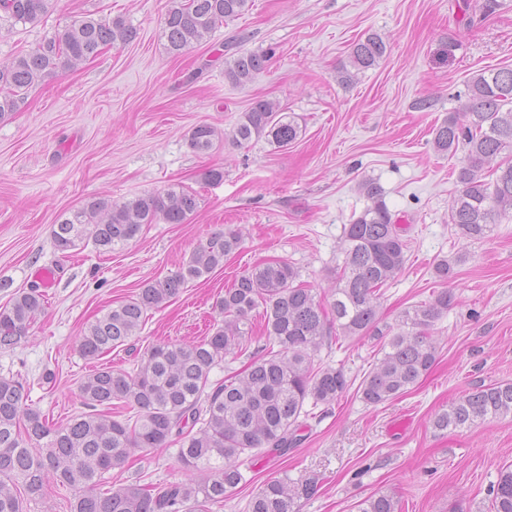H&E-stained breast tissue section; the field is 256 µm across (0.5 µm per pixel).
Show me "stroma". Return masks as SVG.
I'll list each match as a JSON object with an SVG mask.
<instances>
[{
	"mask_svg": "<svg viewBox=\"0 0 512 512\" xmlns=\"http://www.w3.org/2000/svg\"><path fill=\"white\" fill-rule=\"evenodd\" d=\"M168 6L48 0L36 24L0 17V66L88 15L123 18L138 32L44 77L0 119V306L36 286L35 270L54 273L27 342L0 349V375L27 379L32 403L50 422L66 423L83 410L78 386L93 368L76 348L86 325L145 281L176 271L227 227L240 230L239 249L150 311L136 347L200 340L223 319L215 303L225 288L266 261H287L303 282L330 292L343 264V227L366 208L359 185L372 179L399 217L404 266L382 289L377 332L330 340L320 358L361 381L381 333L446 287L457 303L432 331L437 362L384 405L367 406L351 389L331 408H316L300 445L284 457H254L250 482L217 512H245L258 487L282 475L316 484L300 512H357L358 501L380 490L394 493L402 512H488L489 489L512 464V417L448 434L434 431L430 418L462 392L512 382V215L484 239L456 238L448 213L465 153L435 152L432 130L459 107L473 75L512 67V0H251L177 57L161 39ZM369 32L387 44L383 61L351 85L338 83L351 44ZM240 51H267L271 60L234 86L224 61ZM422 98L431 99L429 110L416 109ZM260 99L295 116L302 134L294 144L233 143L241 113ZM202 124L218 138L197 153L187 138ZM216 167L223 179L205 181ZM173 185L200 198L187 223L146 225L105 254L90 245L68 257L55 251L51 231L63 212ZM441 259L454 267L445 283L433 272ZM135 476L169 483L189 473L171 445L113 472L112 482Z\"/></svg>",
	"mask_w": 512,
	"mask_h": 512,
	"instance_id": "1",
	"label": "stroma"
}]
</instances>
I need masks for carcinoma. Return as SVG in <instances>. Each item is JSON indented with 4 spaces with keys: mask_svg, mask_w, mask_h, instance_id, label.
I'll list each match as a JSON object with an SVG mask.
<instances>
[{
    "mask_svg": "<svg viewBox=\"0 0 512 512\" xmlns=\"http://www.w3.org/2000/svg\"><path fill=\"white\" fill-rule=\"evenodd\" d=\"M46 6L47 0H0V12L22 24L38 21ZM248 8L249 0H171L162 30L165 48L178 55ZM136 36V29L120 19L74 21L61 36L43 40L0 68V117L16 111L26 90L42 77ZM386 52L381 36L367 34L352 46L338 79L352 80L378 65ZM269 60L264 52H237L224 62V79L242 85L263 72ZM299 133L295 117L257 100L237 122L232 138L242 146L266 136L283 148ZM432 134L440 154L466 150V162L456 172L458 192L449 223L460 239H482L496 218L512 212V68L474 75L459 111L448 113ZM216 136L213 127L198 125L188 136L189 147L208 152ZM495 159L496 167L485 169ZM360 190L370 205L344 225V261L328 299L300 282L299 271L285 261L258 265L217 300L224 323L210 335L192 343L148 346L136 354L130 371L104 364L92 370L79 384L85 411L62 427H52L29 403L23 381L0 377V512H25L26 504L43 499L51 478L74 490L70 512H212L247 483L255 452L287 454L312 409L332 406L352 384L343 369L316 360L321 347L334 330L350 337L377 329L382 287L404 263L406 242L381 187L366 180ZM198 207V194L179 186L120 204L93 199L62 216L52 241L62 254L83 241L110 252L136 238L146 224L186 223ZM240 243V231L226 229L198 246L171 275L144 283L135 297L86 326L78 338L80 356L95 362L129 345L149 311L224 264ZM455 301V294L444 289L404 312L398 331L384 341L381 357L359 384L357 393L366 405L377 407L405 394L428 373L438 354L431 329ZM44 302L45 295L32 288L15 293L0 308V349L27 340ZM259 307L263 343L249 354L242 371L210 382L214 367L252 341L249 315ZM114 407L127 417L112 415ZM508 416L512 383H497L461 394L434 413L431 426L455 432ZM171 443L179 444L180 460L202 473L201 479L169 484L137 479L112 487L111 471H123L134 457ZM311 492L306 481L274 477L252 495L246 512H299ZM490 496L489 512H512L511 467L500 470ZM358 512H401L400 500L375 492L360 501Z\"/></svg>",
    "mask_w": 512,
    "mask_h": 512,
    "instance_id": "obj_1",
    "label": "carcinoma"
}]
</instances>
